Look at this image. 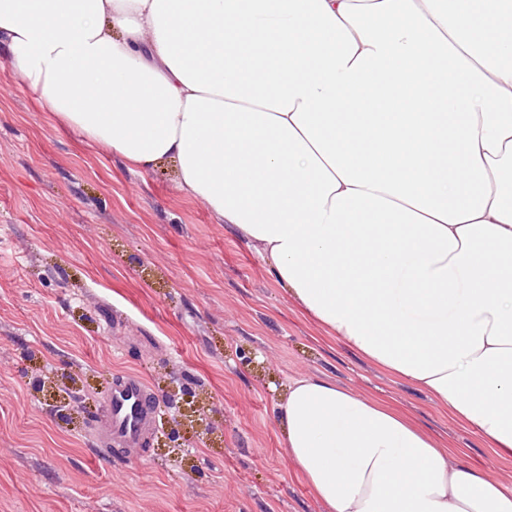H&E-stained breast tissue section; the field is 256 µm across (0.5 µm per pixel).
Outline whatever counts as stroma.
I'll return each mask as SVG.
<instances>
[{
    "label": "stroma",
    "mask_w": 512,
    "mask_h": 512,
    "mask_svg": "<svg viewBox=\"0 0 512 512\" xmlns=\"http://www.w3.org/2000/svg\"><path fill=\"white\" fill-rule=\"evenodd\" d=\"M176 178L65 127L0 50V512H324L275 415L300 375L512 483V456L329 336ZM125 371L161 411L145 448L108 456L90 432Z\"/></svg>",
    "instance_id": "stroma-1"
}]
</instances>
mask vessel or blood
<instances>
[{"label":"vessel or blood","mask_w":512,"mask_h":512,"mask_svg":"<svg viewBox=\"0 0 512 512\" xmlns=\"http://www.w3.org/2000/svg\"><path fill=\"white\" fill-rule=\"evenodd\" d=\"M103 408L105 422L93 427V443L130 450L142 446L153 431L160 404L143 379L120 373L103 400Z\"/></svg>","instance_id":"vessel-or-blood-1"}]
</instances>
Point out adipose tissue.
Listing matches in <instances>:
<instances>
[{"instance_id": "ef3b65f1", "label": "adipose tissue", "mask_w": 512, "mask_h": 512, "mask_svg": "<svg viewBox=\"0 0 512 512\" xmlns=\"http://www.w3.org/2000/svg\"><path fill=\"white\" fill-rule=\"evenodd\" d=\"M12 73L254 244L300 309L512 455V0H0ZM326 512H512L383 402L296 377Z\"/></svg>"}]
</instances>
